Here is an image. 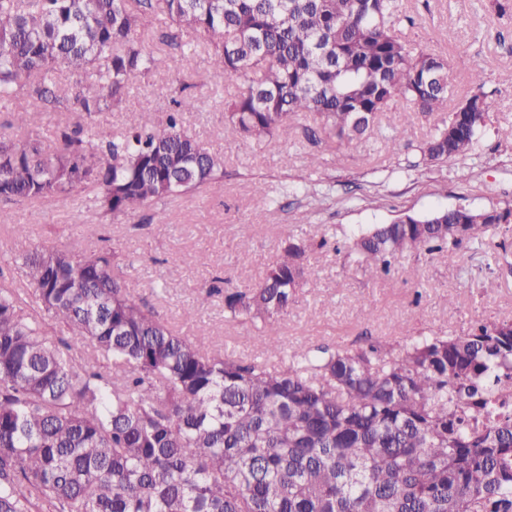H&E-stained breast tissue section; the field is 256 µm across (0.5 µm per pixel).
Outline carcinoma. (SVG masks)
I'll return each instance as SVG.
<instances>
[{
    "mask_svg": "<svg viewBox=\"0 0 512 512\" xmlns=\"http://www.w3.org/2000/svg\"><path fill=\"white\" fill-rule=\"evenodd\" d=\"M159 16L183 63L202 51L213 75L243 81L224 98L242 141L303 114L309 142L341 147L397 100L447 108L448 64L397 34L411 21L398 0H0V102L37 104L14 113L25 141L0 135V202L97 187L118 217L224 180L184 125V85L162 127L134 119L104 141L62 126L49 151L33 137L42 112L120 106L155 67L143 31ZM488 119L483 94L465 97L422 162L466 156ZM504 224L512 205L405 212L350 252L379 277L405 252L488 247ZM309 251L289 235L258 284L224 292L231 320L264 324L262 361L200 351L130 298L131 264L112 250L37 248L15 262L22 289L0 270V512H512V319L287 350L274 336Z\"/></svg>",
    "mask_w": 512,
    "mask_h": 512,
    "instance_id": "cac0c4a2",
    "label": "carcinoma"
}]
</instances>
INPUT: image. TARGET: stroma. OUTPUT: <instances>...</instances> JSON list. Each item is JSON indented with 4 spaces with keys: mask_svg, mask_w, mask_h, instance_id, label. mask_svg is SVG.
<instances>
[{
    "mask_svg": "<svg viewBox=\"0 0 512 512\" xmlns=\"http://www.w3.org/2000/svg\"><path fill=\"white\" fill-rule=\"evenodd\" d=\"M400 9L413 19L401 27L407 39L447 61L449 104L473 92V72L484 76L490 121L466 157L443 167L415 166L417 146L444 115H422L402 101L363 140L317 149L321 163L314 168L305 116L273 139L237 140L224 131V80L213 75L206 56L180 64L158 42L159 23L152 20L144 43L156 58L154 70L120 107L95 114L92 122L106 138L133 113L164 125L174 89L186 87L195 107L185 126L223 155V181L119 218L81 194L1 202L0 255L74 244L113 249L120 260L134 262L126 280L135 300L155 307L201 351L241 358L262 357L261 327L230 320L223 296H205L203 289L218 277L229 289L254 286L290 235L310 243L311 276L279 323L283 345L351 347L368 337L395 343L422 332L462 333L481 320L512 319V275L498 274L490 249L465 244L432 256L408 252L379 278L347 256L351 234L404 211L512 204V13L497 15L491 0H400ZM397 127L407 128L408 136L394 144L389 136ZM16 224L29 225V236L15 237ZM244 236L249 244L243 249ZM493 275L498 288L483 291L481 281ZM188 309L195 319H184Z\"/></svg>",
    "mask_w": 512,
    "mask_h": 512,
    "instance_id": "1",
    "label": "stroma"
}]
</instances>
